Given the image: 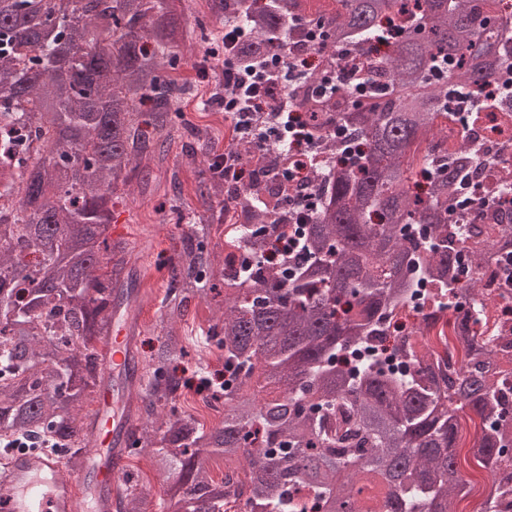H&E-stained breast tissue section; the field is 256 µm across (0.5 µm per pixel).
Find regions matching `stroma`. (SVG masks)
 Here are the masks:
<instances>
[{
  "instance_id": "obj_1",
  "label": "stroma",
  "mask_w": 512,
  "mask_h": 512,
  "mask_svg": "<svg viewBox=\"0 0 512 512\" xmlns=\"http://www.w3.org/2000/svg\"><path fill=\"white\" fill-rule=\"evenodd\" d=\"M204 55L205 49L199 45L182 52L172 75L186 84L188 94L173 122L168 148L161 159L151 161L148 183L135 187L133 194L123 195L112 208V235L125 239L132 249L131 276L139 290L133 311L140 323L137 351L142 357L157 348L167 332L163 298L183 245L193 237V228L184 222L183 216L204 209L196 188L201 171L208 167L207 159L200 155L194 164H187L188 130L193 126L205 129L208 145L220 149L231 139L223 111L203 106L214 91L213 80L205 81L198 75L197 65ZM219 317L217 304L193 300L179 329L190 354L177 371L183 380L177 408L179 413L209 426L216 424L217 418L197 404L190 382L195 362L193 352Z\"/></svg>"
}]
</instances>
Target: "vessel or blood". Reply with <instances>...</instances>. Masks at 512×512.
<instances>
[{
	"mask_svg": "<svg viewBox=\"0 0 512 512\" xmlns=\"http://www.w3.org/2000/svg\"><path fill=\"white\" fill-rule=\"evenodd\" d=\"M136 341L131 314L114 316L104 339L105 374L113 383L98 391L84 469L67 476L44 456L0 454V512H118L134 430L126 397L140 384Z\"/></svg>",
	"mask_w": 512,
	"mask_h": 512,
	"instance_id": "obj_1",
	"label": "vessel or blood"
}]
</instances>
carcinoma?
<instances>
[{
  "instance_id": "carcinoma-1",
  "label": "carcinoma",
  "mask_w": 512,
  "mask_h": 512,
  "mask_svg": "<svg viewBox=\"0 0 512 512\" xmlns=\"http://www.w3.org/2000/svg\"><path fill=\"white\" fill-rule=\"evenodd\" d=\"M207 0L222 38L225 19L246 31L243 53L282 49L295 30L302 0ZM318 11L325 50L373 52L387 30L383 17L412 7L420 23L377 56L370 90L347 86L340 126L358 161L333 180L308 181L322 208L299 225L305 250L279 275L270 269L272 235L253 228L225 236L224 265L187 248L165 297L169 330L142 361L138 414L166 419L135 438L150 448L158 470L172 476L162 512H452L465 494L458 468L460 421L473 413L480 432L471 453L508 494L512 475L497 472L512 448V405L496 381L503 364L486 335L480 276L470 278L472 306L454 317L464 348L459 366L424 361L410 340L391 350L397 362L360 359L363 346L398 341L390 309L437 280L454 294L455 271L467 258L480 267L512 249V208L476 210L486 230L464 220L459 201L471 194L477 159L461 161V140L417 165L418 140L436 137L435 120L448 101L476 88L500 85L512 68L499 32L509 19L486 15L477 0H336ZM189 34L173 0H0V134H17L18 148L0 152V184L18 188L21 205L0 210V436L46 437L67 449L63 466L81 470L89 422L80 410L105 383L103 336L115 307L131 301L125 270L128 243L103 236L112 226V199L133 178L146 177L144 155L165 152L170 116L181 109L182 87L164 72ZM454 84L437 80V67ZM321 73L286 87L316 129L329 108L318 100ZM151 104L148 118L141 106ZM220 174L198 186L210 218L229 214L265 224L260 197L278 188L259 168L235 192L232 207L212 197ZM405 224L429 226V238L410 239ZM268 255L243 275L231 266L241 247ZM224 286L219 292L217 284ZM224 295L221 323L207 337L224 350L228 381L210 400L224 406L222 423L207 427L178 414L179 382L167 366L188 354L176 324L189 299ZM269 392H247L253 378ZM230 465L220 481L207 464ZM145 499L128 475L121 512H144Z\"/></svg>"
}]
</instances>
